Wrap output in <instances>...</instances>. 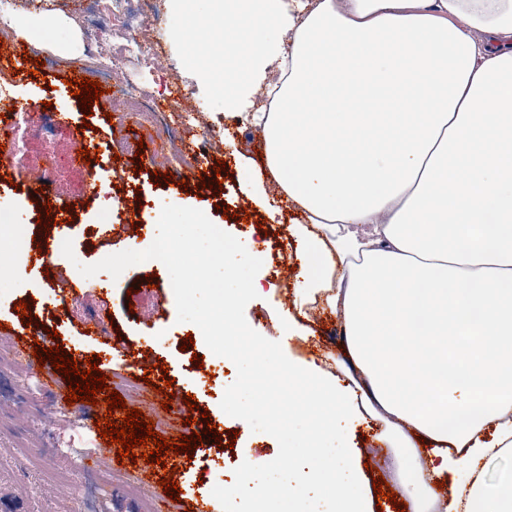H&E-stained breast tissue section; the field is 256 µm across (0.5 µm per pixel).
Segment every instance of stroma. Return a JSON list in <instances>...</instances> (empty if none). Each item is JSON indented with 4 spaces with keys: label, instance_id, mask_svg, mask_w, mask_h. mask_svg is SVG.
Instances as JSON below:
<instances>
[{
    "label": "stroma",
    "instance_id": "obj_1",
    "mask_svg": "<svg viewBox=\"0 0 512 512\" xmlns=\"http://www.w3.org/2000/svg\"><path fill=\"white\" fill-rule=\"evenodd\" d=\"M89 0H59L52 10H34L28 0H11L0 9V46L17 41L15 26L27 27L29 58L39 60L36 74L14 77L0 71V86L10 90L13 98L27 112L29 121H36L47 110L66 112L69 123L51 141L29 139L26 123L7 114V122L17 130V151L11 158H0V199L11 200L24 218L37 217L40 204L27 192L26 168L41 163L49 154L67 155L77 138H84L98 149L100 156L119 155L126 170L123 179H116L107 168L98 171L101 188L96 196L86 194L89 177L84 169L64 170L69 185L63 201L69 204L66 235L73 242L74 259L57 253L48 262L35 261L31 247L17 255L8 277L0 280V320L20 324L23 315H32L27 334L42 328L56 329L58 344L65 356L84 362L99 356L108 365L109 387H116L128 372L123 364L127 346L139 349L149 360L148 378L167 373L175 379L181 394H192L196 406L208 409L210 424L216 425L214 437L205 446L193 450L192 460L183 462L174 480L181 488V501L203 496L214 512H224V478L241 467L240 456H232L225 470L205 468L202 458L217 439L234 440L236 447L249 449L256 458L274 457L278 443L269 434L251 431L240 419L225 414L220 402L226 386L237 377L232 361L213 354L202 332L190 322H177L175 298L168 288L166 268L141 262L127 268L119 284L105 279L88 289L84 299H62L58 275L75 278L76 263L94 264L108 255L124 250L140 251L157 233V221L163 204L175 202L202 210L220 229L240 241H255L264 253L262 262L241 266L243 279H261L262 296L250 301L245 309L249 325L265 338L280 342L285 355L294 362L313 361L328 372H335V358L346 355L345 337L341 333L343 318L331 311L324 300L313 303L304 325L307 339L282 335L275 326L277 315L293 306L292 286L298 273L296 259H285L289 247L288 226L296 216L293 204L282 195L276 184H269L270 208H263L251 198L240 171L241 158L251 166L261 167L266 145L259 131L250 122L224 115V102L212 82L188 59V46L181 40L186 23L177 11L174 0H155V7L164 19L161 32H146L145 44L157 67L135 66L115 62L113 71L121 79L138 84L160 100L169 93L163 81L171 74L181 89L189 92L197 111L203 112L224 143L221 152H206L199 159L195 177L185 185L176 179L155 174L153 167L143 166L133 150L134 137L120 123L108 122L110 105L94 102L91 112H84L80 99L71 95L67 75L85 73L92 65L95 50L94 31L86 21ZM113 212H134L144 225L142 235L131 239L120 226L98 225L97 216L103 207ZM26 302V312L16 309ZM106 314L110 337L102 339L84 335L82 321L89 313ZM193 344H185V337ZM59 413L53 426L44 418ZM95 406L76 403L58 409L48 395L34 394L21 382L9 360H0V512H74L80 487L52 480L51 473L61 462L52 457L55 448H68L91 459L100 442L94 423ZM376 428L359 425L349 434L351 447L357 448L358 463L365 484H372L375 474L392 480V449L376 439ZM25 446L26 455H19L17 446ZM120 484L112 489L106 504L90 501L86 512H152L156 496L154 486H147L145 497L133 499L122 484L138 480L140 465L124 462L118 468Z\"/></svg>",
    "mask_w": 512,
    "mask_h": 512
}]
</instances>
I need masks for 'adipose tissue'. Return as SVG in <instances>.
<instances>
[{
    "label": "adipose tissue",
    "instance_id": "1",
    "mask_svg": "<svg viewBox=\"0 0 512 512\" xmlns=\"http://www.w3.org/2000/svg\"><path fill=\"white\" fill-rule=\"evenodd\" d=\"M230 56L200 67L266 142L302 218L296 307L342 313L354 372L310 385L306 475L247 458L224 496L371 512L346 442L376 422L412 512H512V0H205ZM428 454V466L418 459Z\"/></svg>",
    "mask_w": 512,
    "mask_h": 512
}]
</instances>
